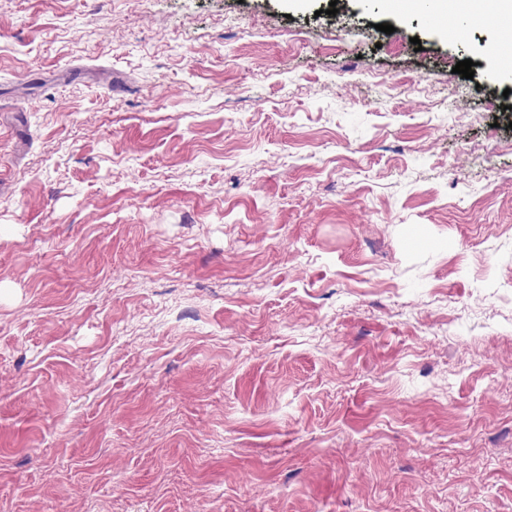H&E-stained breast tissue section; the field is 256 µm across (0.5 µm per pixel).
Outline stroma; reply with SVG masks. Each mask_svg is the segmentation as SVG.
<instances>
[{
    "instance_id": "stroma-1",
    "label": "stroma",
    "mask_w": 512,
    "mask_h": 512,
    "mask_svg": "<svg viewBox=\"0 0 512 512\" xmlns=\"http://www.w3.org/2000/svg\"><path fill=\"white\" fill-rule=\"evenodd\" d=\"M329 2L0 0V512H512L505 24Z\"/></svg>"
}]
</instances>
